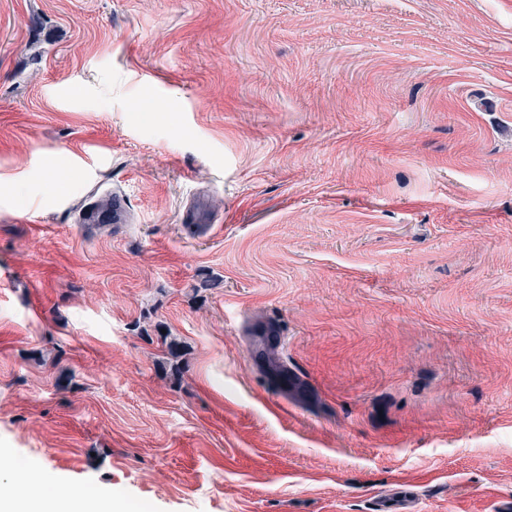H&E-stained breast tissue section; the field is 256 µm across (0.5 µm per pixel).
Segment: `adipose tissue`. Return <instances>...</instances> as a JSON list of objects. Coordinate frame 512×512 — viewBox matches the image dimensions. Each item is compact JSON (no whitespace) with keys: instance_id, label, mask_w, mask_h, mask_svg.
Masks as SVG:
<instances>
[{"instance_id":"obj_1","label":"adipose tissue","mask_w":512,"mask_h":512,"mask_svg":"<svg viewBox=\"0 0 512 512\" xmlns=\"http://www.w3.org/2000/svg\"><path fill=\"white\" fill-rule=\"evenodd\" d=\"M13 478V490L0 493V512H116L111 499L96 494L54 482L32 486L19 471Z\"/></svg>"}]
</instances>
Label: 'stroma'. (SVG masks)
Instances as JSON below:
<instances>
[{"label":"stroma","instance_id":"obj_1","mask_svg":"<svg viewBox=\"0 0 512 512\" xmlns=\"http://www.w3.org/2000/svg\"><path fill=\"white\" fill-rule=\"evenodd\" d=\"M0 448L131 512L512 501V0H0ZM126 220L125 207L121 200L113 199L112 207L100 209L95 207L85 214L84 221L87 224H122Z\"/></svg>","mask_w":512,"mask_h":512}]
</instances>
